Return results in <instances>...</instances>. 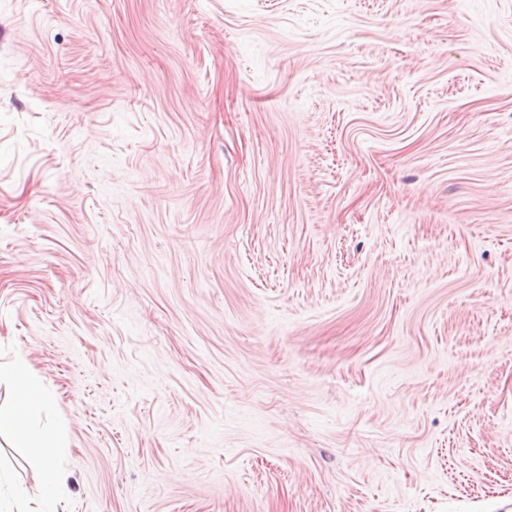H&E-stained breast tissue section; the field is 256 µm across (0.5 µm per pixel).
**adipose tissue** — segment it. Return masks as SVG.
<instances>
[{
	"instance_id": "obj_1",
	"label": "adipose tissue",
	"mask_w": 512,
	"mask_h": 512,
	"mask_svg": "<svg viewBox=\"0 0 512 512\" xmlns=\"http://www.w3.org/2000/svg\"><path fill=\"white\" fill-rule=\"evenodd\" d=\"M8 381L13 390L10 408H0V438L5 437L14 448L35 449L42 461L40 497H48L64 482L63 473L55 466L66 443L52 428L41 427L48 398L42 386L34 381L25 361L0 362V381Z\"/></svg>"
}]
</instances>
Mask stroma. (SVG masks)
Instances as JSON below:
<instances>
[{
    "label": "stroma",
    "instance_id": "stroma-1",
    "mask_svg": "<svg viewBox=\"0 0 512 512\" xmlns=\"http://www.w3.org/2000/svg\"><path fill=\"white\" fill-rule=\"evenodd\" d=\"M17 355L42 512H512V0H0ZM2 380L11 384L13 399L9 409L0 408V438L7 437L10 448L36 449L42 461L39 496L46 498L64 482L55 461L68 446L55 429L39 427L49 401L43 387L30 377L26 362H0Z\"/></svg>",
    "mask_w": 512,
    "mask_h": 512
}]
</instances>
